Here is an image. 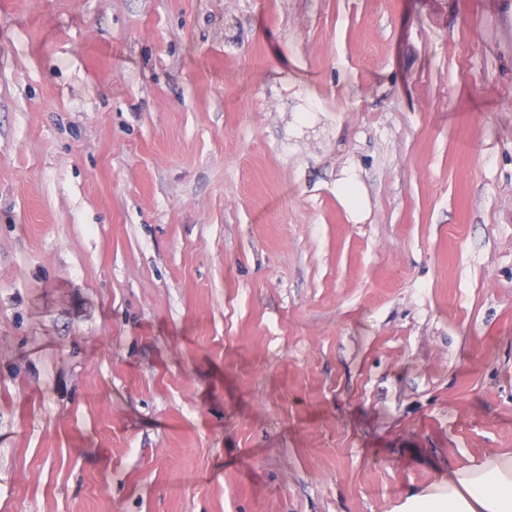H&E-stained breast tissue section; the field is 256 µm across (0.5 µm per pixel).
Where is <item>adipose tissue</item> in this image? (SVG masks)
I'll return each mask as SVG.
<instances>
[{
    "label": "adipose tissue",
    "mask_w": 512,
    "mask_h": 512,
    "mask_svg": "<svg viewBox=\"0 0 512 512\" xmlns=\"http://www.w3.org/2000/svg\"><path fill=\"white\" fill-rule=\"evenodd\" d=\"M397 512H512V453L470 459L409 494Z\"/></svg>",
    "instance_id": "obj_1"
}]
</instances>
